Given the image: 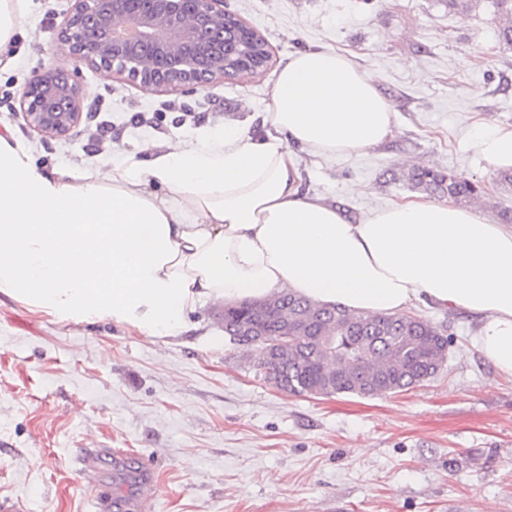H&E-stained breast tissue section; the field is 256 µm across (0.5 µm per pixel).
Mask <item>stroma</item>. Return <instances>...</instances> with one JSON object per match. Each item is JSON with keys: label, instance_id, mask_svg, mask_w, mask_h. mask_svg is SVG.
<instances>
[{"label": "stroma", "instance_id": "1", "mask_svg": "<svg viewBox=\"0 0 512 512\" xmlns=\"http://www.w3.org/2000/svg\"><path fill=\"white\" fill-rule=\"evenodd\" d=\"M73 0H27L14 60L0 71V135L36 163L91 170L148 141L239 124L260 131L273 77L307 48L351 52L396 112L391 137L332 160L295 150L304 193L358 218L417 196L429 167L483 183L482 215H512V185L471 145L475 124L512 125V47L492 0L468 14L446 0H224L268 41L266 69L196 92H149L74 65L57 40ZM77 70L82 120L44 137L18 115L36 70ZM443 327L434 377L382 398L294 395L257 375L224 334V308L190 314L177 338L111 323H60L0 294V498L30 512H128L138 484L80 475L81 448L122 449L151 466L154 512H512V378L473 344L465 312L422 306Z\"/></svg>", "mask_w": 512, "mask_h": 512}]
</instances>
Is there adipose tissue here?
<instances>
[{"label":"adipose tissue","instance_id":"1","mask_svg":"<svg viewBox=\"0 0 512 512\" xmlns=\"http://www.w3.org/2000/svg\"><path fill=\"white\" fill-rule=\"evenodd\" d=\"M394 121L353 55L318 48L277 70L258 136L203 129L84 174L42 168L0 135V294L151 337L182 335L207 303L285 290L368 314L429 301L475 316L480 351L512 376V226L419 198L351 219L298 187L292 146L356 157ZM471 143L512 171V127L476 125Z\"/></svg>","mask_w":512,"mask_h":512}]
</instances>
